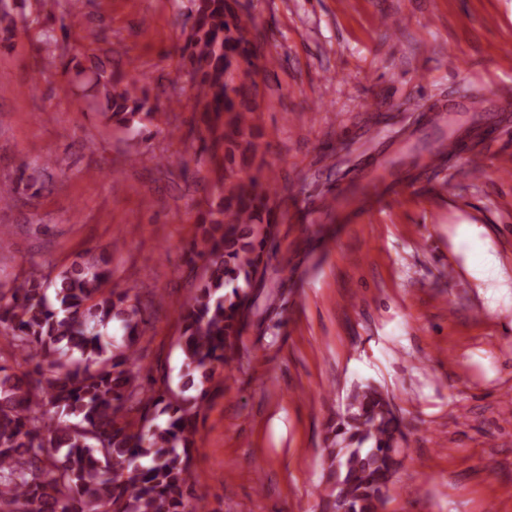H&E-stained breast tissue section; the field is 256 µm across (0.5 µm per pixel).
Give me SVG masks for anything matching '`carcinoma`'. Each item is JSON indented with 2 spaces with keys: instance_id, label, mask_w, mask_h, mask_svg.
Masks as SVG:
<instances>
[{
  "instance_id": "1",
  "label": "carcinoma",
  "mask_w": 512,
  "mask_h": 512,
  "mask_svg": "<svg viewBox=\"0 0 512 512\" xmlns=\"http://www.w3.org/2000/svg\"><path fill=\"white\" fill-rule=\"evenodd\" d=\"M237 0H198L186 51L197 102L214 114L211 137L253 150L234 97L260 53ZM104 116L139 133L150 116L146 78L123 79L95 63ZM269 195L224 171L203 229L201 280L180 306L181 392L144 396L135 343L146 308L108 287L111 271L75 263L50 277L34 270L0 285V339L14 365H0V512H195L188 448L214 368L237 349L249 288L267 268L276 224ZM123 329L112 338V322ZM160 416L166 417L162 423ZM402 422L388 396L367 384L348 397L332 430L323 512H380L398 460Z\"/></svg>"
}]
</instances>
